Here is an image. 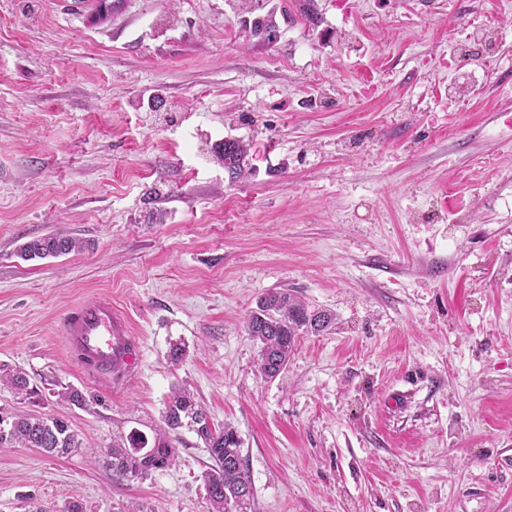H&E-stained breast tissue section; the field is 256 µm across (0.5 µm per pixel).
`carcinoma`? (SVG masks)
<instances>
[{"label": "carcinoma", "mask_w": 512, "mask_h": 512, "mask_svg": "<svg viewBox=\"0 0 512 512\" xmlns=\"http://www.w3.org/2000/svg\"><path fill=\"white\" fill-rule=\"evenodd\" d=\"M256 21L271 42L278 25L270 11ZM248 147L238 140L224 141L220 159L224 169L235 179L244 171ZM83 248L82 241L58 234H49L25 242L19 248L25 260L57 257ZM336 315L328 310L313 309L301 297L289 291H269L259 296L256 308L246 321L249 337L260 345L259 370L267 379L278 377L288 366L298 337L320 335L333 327ZM11 385L18 392L37 394L29 386L27 374L19 368L0 366V383ZM165 429L154 438L153 448L142 453L144 445L130 448L112 444V474L118 478H143L151 472L172 464L177 456L169 435L188 427L205 444L213 464L204 473L207 499L212 512H247L253 499L252 484L241 452V441L231 427L215 430L205 410L185 391H175L164 412ZM36 448L49 455L69 454L82 447L69 424L55 417L13 416L0 421V448Z\"/></svg>", "instance_id": "1"}]
</instances>
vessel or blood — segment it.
I'll return each mask as SVG.
<instances>
[{
  "label": "vessel or blood",
  "mask_w": 512,
  "mask_h": 512,
  "mask_svg": "<svg viewBox=\"0 0 512 512\" xmlns=\"http://www.w3.org/2000/svg\"><path fill=\"white\" fill-rule=\"evenodd\" d=\"M62 334L69 351L97 380L111 381L135 360L127 317L111 299L85 300L69 309L62 319Z\"/></svg>",
  "instance_id": "1"
}]
</instances>
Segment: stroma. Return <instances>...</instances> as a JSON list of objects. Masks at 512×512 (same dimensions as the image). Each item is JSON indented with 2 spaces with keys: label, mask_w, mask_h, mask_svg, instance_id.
<instances>
[{
  "label": "stroma",
  "mask_w": 512,
  "mask_h": 512,
  "mask_svg": "<svg viewBox=\"0 0 512 512\" xmlns=\"http://www.w3.org/2000/svg\"><path fill=\"white\" fill-rule=\"evenodd\" d=\"M94 5L0 0V365L38 391L0 415L84 444L0 450V512H209L194 431L146 478L106 464L177 387L236 430L249 512H512V0H255L291 15L271 43L239 0ZM54 232L84 250L18 257ZM282 288L336 324L269 380L244 322ZM92 297L136 348L109 385L61 332ZM247 153L248 147L242 142L232 139L224 141V147L219 155L224 163V169L232 179L239 177L244 171Z\"/></svg>",
  "instance_id": "1"
}]
</instances>
